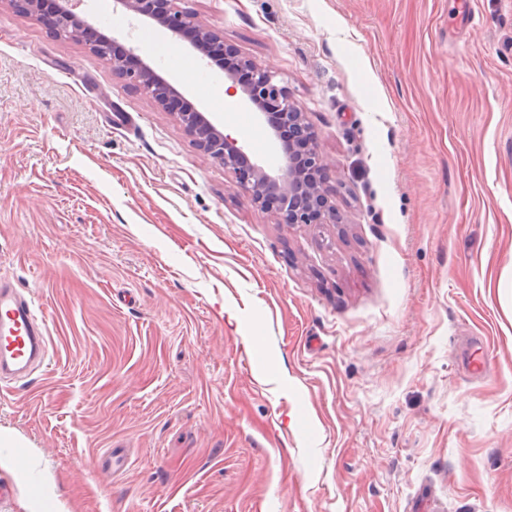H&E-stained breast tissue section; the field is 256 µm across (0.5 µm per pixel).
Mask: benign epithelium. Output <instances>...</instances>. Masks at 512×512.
Here are the masks:
<instances>
[{"label": "benign epithelium", "instance_id": "benign-epithelium-1", "mask_svg": "<svg viewBox=\"0 0 512 512\" xmlns=\"http://www.w3.org/2000/svg\"><path fill=\"white\" fill-rule=\"evenodd\" d=\"M81 0H57L55 18L59 37L79 42L90 23L76 12ZM180 0H113V4L137 16L152 20L173 36L185 29L193 30L197 38L192 48L202 60H224V76L232 89L242 95L264 118L273 133L281 125H293L300 132L302 143L288 147L283 165L275 174L258 164L244 167L246 157L237 140L224 134L204 113L182 112L172 108L167 98L178 90L158 75L145 61L136 69L128 68L124 60L102 56L112 65L127 87L142 90L151 103L177 115L184 130L192 137L201 155L224 166L236 175L241 189L259 206L269 198L277 199V211L287 224H336V209L330 205L332 189L325 186L327 167L318 138L308 125L288 87L276 80L277 74L243 56L224 41V35L199 22L194 13L179 6Z\"/></svg>", "mask_w": 512, "mask_h": 512}]
</instances>
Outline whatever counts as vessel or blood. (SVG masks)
I'll use <instances>...</instances> for the list:
<instances>
[{
  "label": "vessel or blood",
  "mask_w": 512,
  "mask_h": 512,
  "mask_svg": "<svg viewBox=\"0 0 512 512\" xmlns=\"http://www.w3.org/2000/svg\"><path fill=\"white\" fill-rule=\"evenodd\" d=\"M48 354L47 329L14 283L0 280V381L28 377Z\"/></svg>",
  "instance_id": "vessel-or-blood-1"
}]
</instances>
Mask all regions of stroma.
Segmentation results:
<instances>
[{
	"instance_id": "obj_1",
	"label": "stroma",
	"mask_w": 512,
	"mask_h": 512,
	"mask_svg": "<svg viewBox=\"0 0 512 512\" xmlns=\"http://www.w3.org/2000/svg\"><path fill=\"white\" fill-rule=\"evenodd\" d=\"M112 6L79 11L276 171L223 70ZM184 6L288 87L340 221L280 223L0 0V279L50 342L0 388V512H512V0Z\"/></svg>"
}]
</instances>
